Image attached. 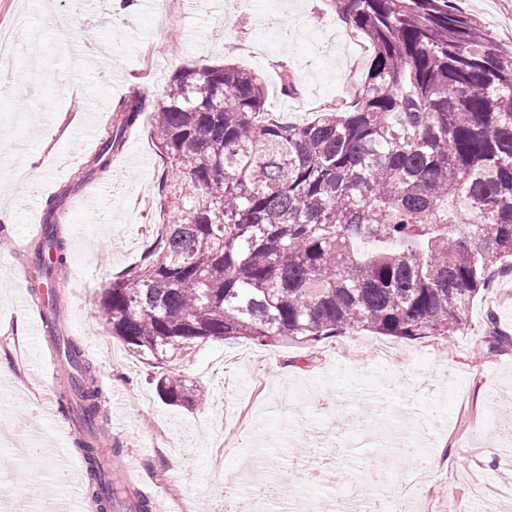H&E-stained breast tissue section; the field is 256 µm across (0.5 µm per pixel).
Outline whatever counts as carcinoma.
Here are the masks:
<instances>
[{
	"mask_svg": "<svg viewBox=\"0 0 512 512\" xmlns=\"http://www.w3.org/2000/svg\"><path fill=\"white\" fill-rule=\"evenodd\" d=\"M369 44L355 103L296 123L271 118L263 76L237 64L176 72L150 100L132 88L78 183L112 171L152 116L170 220L101 293L97 313L130 352L167 365L208 340L315 347L371 329L403 340L464 329L474 297L512 256V52L454 0H326ZM61 199L33 244L31 296L59 284ZM63 374L57 403L93 512L120 488L105 395L81 343L43 313ZM157 390L204 394L169 368Z\"/></svg>",
	"mask_w": 512,
	"mask_h": 512,
	"instance_id": "cac0c4a2",
	"label": "carcinoma"
}]
</instances>
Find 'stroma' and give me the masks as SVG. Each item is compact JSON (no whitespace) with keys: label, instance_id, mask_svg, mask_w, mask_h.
Listing matches in <instances>:
<instances>
[{"label":"stroma","instance_id":"35a3bbf8","mask_svg":"<svg viewBox=\"0 0 512 512\" xmlns=\"http://www.w3.org/2000/svg\"><path fill=\"white\" fill-rule=\"evenodd\" d=\"M172 15L133 8L90 11L82 0H0V29L29 47L0 83V202L12 221L0 228V471L34 465L39 494H57L52 476L67 460L83 485L85 463L60 412L59 376H46L50 354L27 273L17 254L37 237L48 198L67 191L61 230L67 240L66 288L58 298L63 333L87 346L106 396L113 437L123 444L112 478L150 500L152 512H217L227 488H240L255 457L265 459L287 498L301 495L322 458L342 453L331 484L361 493L355 467L383 469L379 492H399L415 468L393 431L422 428L431 466L414 501L419 512H481L483 486L496 512H512V274H496L470 305L467 327L450 336L400 340L369 329L346 330L309 347H259L244 340L198 343L179 361L181 375L204 389L192 409L166 404L153 381L158 369L113 338L95 309L112 277L136 265L169 212L160 206L162 161L151 121L127 138L106 181L71 188L79 166L99 146L113 101L137 87L159 98L185 66L240 63L267 82L266 107L302 122L311 101L335 99L340 71L356 60L336 53L346 26L325 0H271L252 22L241 0H174ZM512 51V0H464ZM54 24H45L46 14ZM252 46L231 52L226 38ZM294 75L297 95L280 90ZM39 163L26 167V160ZM183 467L173 470L171 458Z\"/></svg>","mask_w":512,"mask_h":512}]
</instances>
